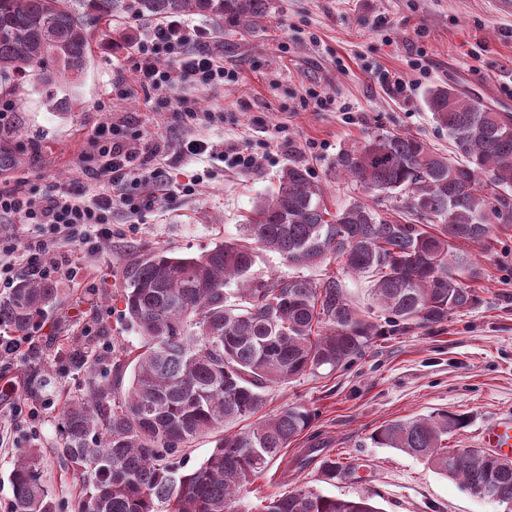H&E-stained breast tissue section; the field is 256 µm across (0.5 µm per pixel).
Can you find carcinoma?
<instances>
[{
  "mask_svg": "<svg viewBox=\"0 0 512 512\" xmlns=\"http://www.w3.org/2000/svg\"><path fill=\"white\" fill-rule=\"evenodd\" d=\"M268 13V0H0V89L15 92L22 80L50 108H70L94 60V34L116 16L199 15L222 29L257 26ZM426 104L458 157L386 130L333 162L336 177L420 223L402 224L364 199L332 213L322 185L292 162L241 225V239L198 255L157 247L127 259L124 318L142 344L65 403L57 453L79 480L73 512H380L369 497L304 487L244 497L315 418L296 403L259 415L269 389L336 371L380 336L440 325L478 301L471 283L483 276L481 262L456 243H482L493 225H512V114L445 85L429 88ZM259 250L302 268L335 259L339 269L318 279L267 278L253 271ZM347 275L369 279L366 303L351 301ZM56 303L51 283L22 276L0 297V327L27 336ZM464 423L431 412L385 422L371 439L512 512V460L448 447ZM209 436L215 447L200 467L175 462L187 443ZM349 471L331 458L321 475L331 481ZM10 484L6 512H56L34 454L17 456Z\"/></svg>",
  "mask_w": 512,
  "mask_h": 512,
  "instance_id": "carcinoma-1",
  "label": "carcinoma"
}]
</instances>
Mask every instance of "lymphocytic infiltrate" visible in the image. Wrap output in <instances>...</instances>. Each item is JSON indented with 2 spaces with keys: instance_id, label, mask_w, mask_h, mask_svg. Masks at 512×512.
Masks as SVG:
<instances>
[{
  "instance_id": "lymphocytic-infiltrate-1",
  "label": "lymphocytic infiltrate",
  "mask_w": 512,
  "mask_h": 512,
  "mask_svg": "<svg viewBox=\"0 0 512 512\" xmlns=\"http://www.w3.org/2000/svg\"><path fill=\"white\" fill-rule=\"evenodd\" d=\"M203 34L183 21L168 19L153 26L137 44L136 82L162 89L179 84L212 87L223 84L224 62L202 43ZM170 66H160L161 58ZM160 145L144 133L125 136L113 123H103L93 143L85 170V185L37 195L16 191L0 193V216H13L32 228L25 239L0 233V288L14 285L17 270L42 281L59 275H76V268L46 260L50 252L70 244L98 250L112 237V212L122 208L138 214L152 207L155 193L129 194L122 187L128 176L141 171L149 178L161 176L167 163Z\"/></svg>"
}]
</instances>
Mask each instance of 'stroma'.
I'll use <instances>...</instances> for the list:
<instances>
[{
    "label": "stroma",
    "instance_id": "obj_1",
    "mask_svg": "<svg viewBox=\"0 0 512 512\" xmlns=\"http://www.w3.org/2000/svg\"><path fill=\"white\" fill-rule=\"evenodd\" d=\"M208 31L209 47L224 58L237 81L201 89L178 85L121 96L134 81L136 42L147 22L128 18L96 35L93 69L76 94L73 111L50 110L37 92L12 96L8 118L16 135L0 143V189L44 193L81 178L98 126L105 120L140 130L164 147L201 137L211 160L190 164L198 174L193 193L176 191L132 215L112 214V240L94 254L66 246L51 260L69 258L78 277H59L57 308L35 337L24 341L6 365L19 385L17 397L52 399L39 421L16 415L13 400L0 398V504L11 496L9 474L19 449L39 454L43 479L62 512H70L77 481L63 472L54 453L66 401L86 391L88 374L104 370L96 356L82 367L70 354L86 333L103 336L112 354L138 346L139 337L121 315L122 269L129 253L164 247L198 254L219 240L240 236L243 219L277 185L281 170L304 162L324 187L330 209L361 197L354 183L338 180L337 153L381 128L421 135L451 153L445 129L428 111L424 96L437 84L497 111L512 103V0H269L261 25L225 29L188 17ZM405 89L396 92L395 79ZM329 99L315 110L308 96ZM198 105L197 119L180 122L171 106ZM255 158L248 171L233 168L230 154ZM485 269L474 288L479 302L434 328L378 337L361 359L334 373L301 377L268 391L265 413L303 403L317 416L293 441L286 463L272 464L257 480L262 494L302 486L351 499L375 495L383 512H504L502 505L469 496L421 460L374 444L382 423L448 410L468 424L448 439L452 448L483 446V429L512 416V228L495 229L487 244L469 243ZM352 467L328 481L325 457Z\"/></svg>",
    "mask_w": 512,
    "mask_h": 512
}]
</instances>
